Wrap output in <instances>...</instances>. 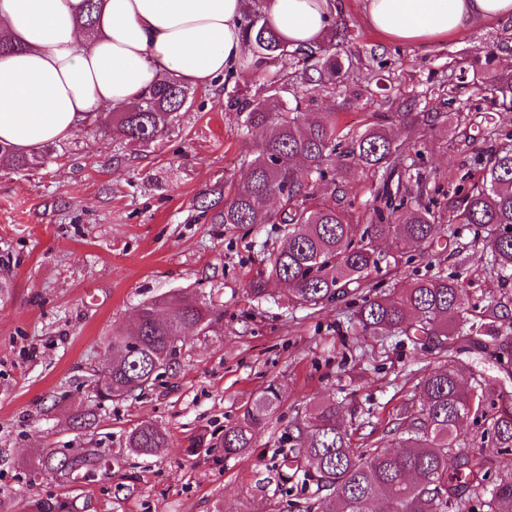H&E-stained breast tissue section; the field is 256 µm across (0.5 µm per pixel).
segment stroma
<instances>
[{
    "mask_svg": "<svg viewBox=\"0 0 512 512\" xmlns=\"http://www.w3.org/2000/svg\"><path fill=\"white\" fill-rule=\"evenodd\" d=\"M333 2L347 30L339 50L362 96L293 85L284 58L249 62L196 88L153 144L125 147L87 130L50 143L31 169L0 164V279L9 285L0 296V499L8 503L0 512H34L45 500L64 503V512H316L321 490L282 462L297 445L295 423L314 404L336 400L359 446L417 401L413 372L432 363L430 352L360 334L348 301L312 313L289 306L276 282L254 301L252 278L281 242L277 226L211 224L196 208L214 185L242 183L254 157L260 133L243 130L228 105L233 94L263 101L277 86L282 99L301 97L308 111L335 113L340 127L358 132L386 114L399 137L400 112L444 113V122L421 127L415 144L420 169L443 185L452 175H479L471 158L491 141L476 117L512 136L511 109L458 85L488 54L497 70L512 71L504 19L420 48L368 26L362 0ZM483 235L457 225L455 249L440 255L404 245L399 272L381 274L380 290L394 293L401 277L448 274L472 314L492 300L512 310V279L491 276L473 251ZM174 292L212 303L219 320L182 337L176 364L150 386L104 404L94 428L73 430L72 415L89 406L92 374L112 359L113 330L130 326L142 303ZM271 385L276 408L250 448L225 457V429ZM146 423L167 433L168 448L153 457L125 451L128 431ZM195 435L209 448L191 455ZM56 448H102L117 459L66 482L35 478L41 456Z\"/></svg>",
    "mask_w": 512,
    "mask_h": 512,
    "instance_id": "obj_1",
    "label": "stroma"
}]
</instances>
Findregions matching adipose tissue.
Wrapping results in <instances>:
<instances>
[{
  "instance_id": "ef3b65f1",
  "label": "adipose tissue",
  "mask_w": 512,
  "mask_h": 512,
  "mask_svg": "<svg viewBox=\"0 0 512 512\" xmlns=\"http://www.w3.org/2000/svg\"><path fill=\"white\" fill-rule=\"evenodd\" d=\"M375 30L416 46L512 15V0H363ZM245 0H0V144L27 154L71 137L96 115L128 109L166 76L208 87L248 59ZM296 45L328 29V0H266Z\"/></svg>"
}]
</instances>
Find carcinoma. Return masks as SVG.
Masks as SVG:
<instances>
[{
  "instance_id": "carcinoma-1",
  "label": "carcinoma",
  "mask_w": 512,
  "mask_h": 512,
  "mask_svg": "<svg viewBox=\"0 0 512 512\" xmlns=\"http://www.w3.org/2000/svg\"><path fill=\"white\" fill-rule=\"evenodd\" d=\"M334 32L309 47H290L267 22L265 13L248 17L245 36L257 66L289 57L295 77L314 89L350 90L347 68L333 52ZM493 58L474 70V85L492 91L498 102L512 108V72H493ZM191 88L175 78L159 82L131 112H112L94 119L89 127L148 145L185 110ZM264 101H237L245 113L244 128H264L268 134L257 147L245 182L231 196L223 190L204 193L201 216L212 224H276L283 243L252 280L254 298L266 297V285L276 280L288 287L293 304L317 309L331 302L360 296L352 312L360 332L383 339L403 337L423 350H435L440 365L418 370L420 406L406 405L395 418L399 436L384 434L361 450L352 445L336 403L316 404L297 431L304 436L299 454L313 478L330 494L319 512H370L381 500L388 512H512V462L490 474L493 461L482 451L463 448L458 430L468 416L483 419L486 432L503 456L512 455V398L505 401L490 380L473 376L467 383L453 364L461 351L485 354L502 361L512 358V342L496 324L501 302H492L487 321L469 315L464 289L448 275L402 283L395 296H378L372 274L382 271L384 256L374 243L394 249L409 242L431 249L448 248L454 225L475 224L488 235L481 242L487 267L494 275L512 278V138L473 156L480 170L475 183L461 181L438 202L441 186L421 173H412L406 143L381 122L363 133H350L336 122L334 112H302L299 99L284 102L278 89ZM355 167L380 174L372 185L371 201L356 212L336 205L347 175ZM333 186L328 199L313 198L314 181ZM210 304L181 293L167 294L142 305L138 321L112 336L118 356L112 366L93 375L96 407L128 397L148 383L157 367L177 360V336L183 330H205L213 320ZM279 394L269 386L225 429L224 456L250 447L254 429L276 407ZM168 446V435L144 424L128 432L126 447L137 455H155ZM66 452H51L39 460L35 477L56 480ZM101 454L83 449L75 474L95 470Z\"/></svg>"
}]
</instances>
